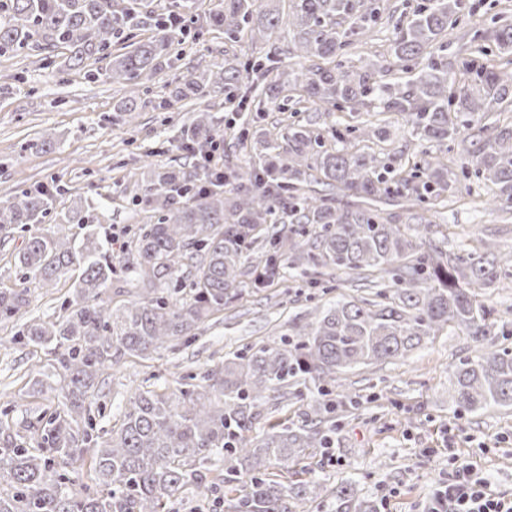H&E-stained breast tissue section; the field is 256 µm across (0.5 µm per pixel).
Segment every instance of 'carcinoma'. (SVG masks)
Listing matches in <instances>:
<instances>
[{"mask_svg":"<svg viewBox=\"0 0 512 512\" xmlns=\"http://www.w3.org/2000/svg\"><path fill=\"white\" fill-rule=\"evenodd\" d=\"M257 0H217L201 15L196 0H171L162 13L144 0H0V57L63 48L75 67L94 56L108 60L102 76L112 84L151 80L168 68L174 46L193 31L220 30L224 38L256 45L282 21L278 0L261 9ZM292 48L282 55L251 57L177 81L158 107L168 109L189 96L224 91L234 100L243 74L261 80L255 112L286 109L287 101L332 112H356L366 101H383L425 140L455 143L471 129L472 117L512 99V72L486 63L473 70L475 86H454L448 64L433 49L455 22L461 0H428L404 24H396L393 60L358 58L351 51L382 19L380 6L364 0H289ZM498 53L512 54V23L484 35ZM310 62L294 68L288 58ZM396 72L395 81L379 77ZM385 127L347 126L335 130L328 147L307 126L294 123L279 136L241 123L238 138L263 164L239 166L231 178L205 172L199 183L181 170L151 167L146 193L137 200L150 213L134 240L138 298L112 304V255L94 225L91 204L80 202L57 215L74 224L69 236L43 234L33 226L53 210L46 188L23 189L0 200V240L25 232L15 256L23 271L19 287L0 289V321L23 316L30 284L53 286L80 270L64 313L30 318L17 325L15 344L44 351L46 362L32 378L33 391L48 401L31 431L35 444L8 434L0 420V512H170L189 487L208 497L226 484L236 493L234 512H298L308 502L306 484L269 471L272 462L305 471L317 448L336 443V398L347 394L340 375L353 369L407 357L423 341L453 326L478 342L512 336V322L496 315L479 289L512 278V253L492 258L483 252L445 256L418 242L430 225L405 230L384 224L367 210L339 206L307 181L339 185L351 196L394 197L420 204L442 203L454 192L448 165L422 154L414 172L386 165L367 142H385ZM224 138L205 109L180 129L181 149L199 155ZM460 171L495 188L512 204V125H484L471 135ZM268 224L311 225L297 232L267 233ZM265 248L254 284L278 273L286 253L293 263L343 271L376 270L387 282L372 300L337 301L315 307L310 321L288 323L272 344L247 346L196 384L176 392L140 390L129 399L121 424L104 438L95 434L97 386L103 374L127 356L147 357L196 339L209 318L238 296L242 258L257 240ZM184 282V297H169L170 283ZM455 414L488 408L512 409V348L480 351L451 367ZM306 401L304 420L275 422L261 439L250 436L266 405L289 397ZM224 453V470L211 475V461ZM336 512H362L356 485L336 488Z\"/></svg>","mask_w":512,"mask_h":512,"instance_id":"cac0c4a2","label":"carcinoma"}]
</instances>
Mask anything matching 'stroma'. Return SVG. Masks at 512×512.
Wrapping results in <instances>:
<instances>
[{
  "label": "stroma",
  "instance_id": "1",
  "mask_svg": "<svg viewBox=\"0 0 512 512\" xmlns=\"http://www.w3.org/2000/svg\"><path fill=\"white\" fill-rule=\"evenodd\" d=\"M504 19L512 21V0H462L458 21L440 53L457 81L466 79L468 67L479 58L474 34ZM229 51L243 57L254 54L255 48L242 41L229 50L223 35H210L174 56L171 69L145 87L94 79V72L106 67L102 60L89 59L70 69L64 67L63 57L49 59L39 50L0 58V197L44 185L55 190V213L68 211L80 201L92 202L93 224L102 239L119 240L112 254L118 269L112 281L117 290L114 304L127 303L139 293V283L126 280L121 267L131 262L129 244L147 221L145 212L132 202L145 193L144 160L157 167L175 165L191 171L175 137L199 107L209 108L222 124L239 121L238 113L225 111L220 93L178 110L162 111L158 104L168 93L164 83L221 70ZM129 98L147 101L130 123L115 109ZM379 111L383 112L381 104L373 100L352 113L269 112L265 119L283 130L300 122L327 139L337 124L370 123ZM383 114L390 125L384 145L387 155L409 157L423 151L447 158L449 171L458 172L464 143L447 146L420 141L402 114ZM47 133L54 136L52 147L35 148V141ZM457 185L443 205L413 209L405 203L383 204L380 214L393 224L410 223L413 214H422L431 224L427 245L450 254L480 249L488 238L500 253L511 252L512 209L488 204L491 189L476 178L459 179ZM351 279L350 273L340 270L285 265L278 278L256 289L250 273H243L241 294L226 303L189 345L160 350L148 359L129 356L113 370L100 386L106 406L101 427L108 430L119 423L136 390L176 391L181 377L205 374L243 345L279 340L289 322L306 320L313 306L339 296L369 294V287H353ZM14 331V322H0V409L9 408L11 431L21 434L36 423L46 405L42 396L30 390V379L44 355L11 343ZM478 347L465 330L455 327L406 359L344 374L342 382L351 403L337 415L340 429L332 456L320 454L310 460L307 478L321 485L323 493L308 503V512H336L333 493L347 479L356 484L360 499L376 505L378 512H420L435 480L447 476L455 455L473 460L492 489L512 494V410L494 408L456 416L448 408V369Z\"/></svg>",
  "mask_w": 512,
  "mask_h": 512
}]
</instances>
